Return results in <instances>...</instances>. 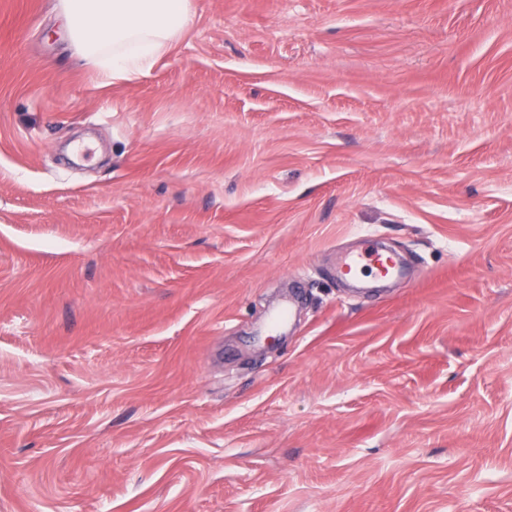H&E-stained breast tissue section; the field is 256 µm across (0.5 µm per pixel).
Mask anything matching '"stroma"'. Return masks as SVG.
<instances>
[{"mask_svg": "<svg viewBox=\"0 0 512 512\" xmlns=\"http://www.w3.org/2000/svg\"><path fill=\"white\" fill-rule=\"evenodd\" d=\"M191 2L0 0V512H512V0ZM190 0H59L73 50L106 83L144 75L183 32ZM363 269L379 280L397 276L400 266L389 254L372 245L370 235H363V247L359 251L343 254L339 259V272L348 278H357Z\"/></svg>", "mask_w": 512, "mask_h": 512, "instance_id": "obj_1", "label": "stroma"}]
</instances>
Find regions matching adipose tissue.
Returning <instances> with one entry per match:
<instances>
[{"instance_id": "1", "label": "adipose tissue", "mask_w": 512, "mask_h": 512, "mask_svg": "<svg viewBox=\"0 0 512 512\" xmlns=\"http://www.w3.org/2000/svg\"><path fill=\"white\" fill-rule=\"evenodd\" d=\"M191 0H59L73 50L104 82L144 75L177 40Z\"/></svg>"}]
</instances>
